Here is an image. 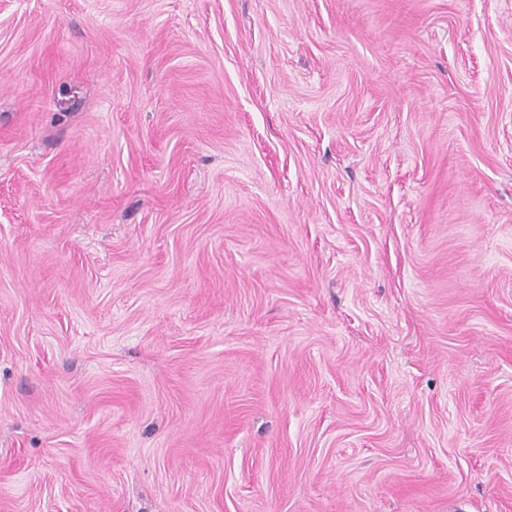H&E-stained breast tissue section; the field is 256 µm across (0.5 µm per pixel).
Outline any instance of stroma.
Segmentation results:
<instances>
[{
  "mask_svg": "<svg viewBox=\"0 0 512 512\" xmlns=\"http://www.w3.org/2000/svg\"><path fill=\"white\" fill-rule=\"evenodd\" d=\"M0 512H512V0H0Z\"/></svg>",
  "mask_w": 512,
  "mask_h": 512,
  "instance_id": "obj_1",
  "label": "stroma"
}]
</instances>
